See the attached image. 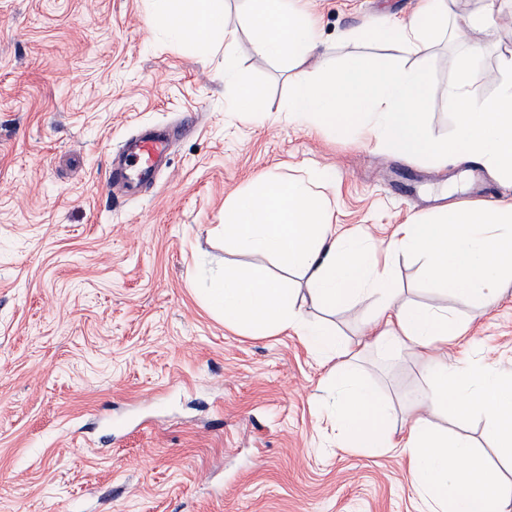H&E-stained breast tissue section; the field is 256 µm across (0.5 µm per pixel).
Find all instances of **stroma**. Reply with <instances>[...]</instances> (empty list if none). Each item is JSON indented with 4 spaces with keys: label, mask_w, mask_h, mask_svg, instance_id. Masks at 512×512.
<instances>
[{
    "label": "stroma",
    "mask_w": 512,
    "mask_h": 512,
    "mask_svg": "<svg viewBox=\"0 0 512 512\" xmlns=\"http://www.w3.org/2000/svg\"><path fill=\"white\" fill-rule=\"evenodd\" d=\"M331 60L356 52L430 77L425 132L455 130L446 90L461 46L427 56L349 40L406 19L419 0H310ZM149 0H0V512H426L406 457L340 447L303 336H250L204 304L202 281L251 263L219 232L224 205L273 172L336 175L331 224L377 238L451 204L477 207L512 184L396 155L357 134L289 122L293 71L257 54L243 0H230L234 61L265 89L267 119L233 111L224 54L154 31ZM474 96L496 94L512 23L484 37ZM192 121L154 185L111 195L112 157L144 126ZM422 262L399 256L405 303L453 307ZM309 316L359 350L361 372L402 407L429 375L415 351L371 346L370 308ZM450 356L512 365V289L479 312Z\"/></svg>",
    "instance_id": "obj_1"
}]
</instances>
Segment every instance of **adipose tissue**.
<instances>
[{
	"label": "adipose tissue",
	"instance_id": "1",
	"mask_svg": "<svg viewBox=\"0 0 512 512\" xmlns=\"http://www.w3.org/2000/svg\"><path fill=\"white\" fill-rule=\"evenodd\" d=\"M245 2L254 20V50L287 61L294 71L286 106L290 121L337 135L353 126L394 153L438 164L467 159L512 183V55L502 61L497 94L480 101L472 95L482 35L497 20L492 8L456 14L447 0H423L409 19L377 29L406 54L429 52L440 36L465 42L467 52L448 85L455 131L433 141L424 130L429 80L423 69L383 64L364 53L331 65L318 52L320 29L303 0ZM149 24L177 40L194 36L205 51L223 42L224 82L234 111L263 112V88L233 64L226 0H151ZM335 186L325 169L288 181L261 178L225 204L224 242L301 271L315 306L336 310L370 302L378 351L395 358L415 349L431 383L403 407L404 432L392 424V402L358 371L350 345L334 328L309 321L293 289L280 280L255 268H225L205 284L208 306L226 325L254 336L300 330L315 353L333 359L325 387L344 446L406 456L428 512H512V479L485 462L468 434L441 431L433 422L437 415L451 421L483 416L495 456L512 466V369L449 358L448 343L463 335L467 320L446 308L402 303L389 287L397 274L395 254H411L422 259L424 276L448 294L475 298L483 307L498 301L512 285V203L450 206L397 225L389 240L378 241L365 232L331 230L328 193Z\"/></svg>",
	"mask_w": 512,
	"mask_h": 512
}]
</instances>
